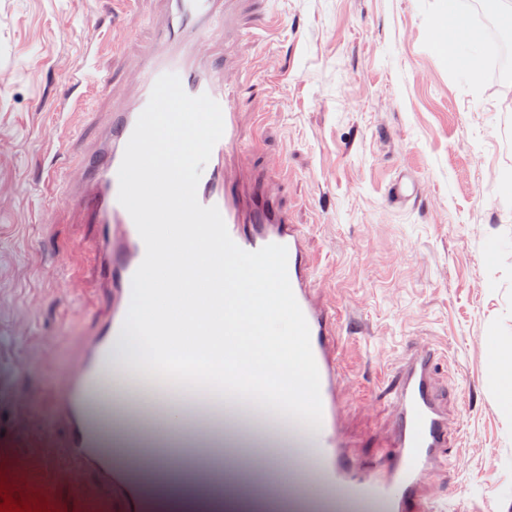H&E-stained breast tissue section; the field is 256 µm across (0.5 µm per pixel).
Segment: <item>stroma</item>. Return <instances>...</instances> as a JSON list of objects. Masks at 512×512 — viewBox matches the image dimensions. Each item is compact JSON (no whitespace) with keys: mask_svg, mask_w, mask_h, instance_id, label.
<instances>
[{"mask_svg":"<svg viewBox=\"0 0 512 512\" xmlns=\"http://www.w3.org/2000/svg\"><path fill=\"white\" fill-rule=\"evenodd\" d=\"M210 37L224 78L251 86L232 157L241 186L263 182L316 261L313 296L336 310L347 380L344 429L378 452L393 408L380 369L412 349L442 357L434 386L449 414L448 453L427 493L463 512H512V415L487 374L512 346V81L489 61L452 68L437 41L439 0H224ZM166 0H0V478L54 459L53 376L86 324L70 311L61 264L82 265L93 233L71 199L78 160L133 96ZM111 70L78 138L63 139L69 79ZM69 177L53 194L47 170ZM419 197L385 198L398 176ZM40 430L18 435L17 411ZM51 512H117L98 487L46 486Z\"/></svg>","mask_w":512,"mask_h":512,"instance_id":"stroma-1","label":"stroma"}]
</instances>
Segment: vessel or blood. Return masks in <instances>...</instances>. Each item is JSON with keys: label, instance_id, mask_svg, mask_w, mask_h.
Returning <instances> with one entry per match:
<instances>
[{"label": "vessel or blood", "instance_id": "1", "mask_svg": "<svg viewBox=\"0 0 512 512\" xmlns=\"http://www.w3.org/2000/svg\"><path fill=\"white\" fill-rule=\"evenodd\" d=\"M168 20L153 50L141 60L133 100L113 112L106 144L78 164L81 192L75 202L84 221L98 234L85 252L95 269L104 309L83 288L78 273L66 287L76 290L83 308L97 309L90 328L60 375L54 397V420L65 430L51 464L54 481L73 490L88 484L105 489L122 512H148L146 488L157 469H132L134 451L164 446L153 437L152 418L143 404L157 406L161 377L134 355L121 327L127 315L132 277L145 255L136 226L118 201V170L137 119L148 104L159 76L177 74L192 96L208 94L221 107L224 133L214 146L197 188L200 204L217 207L233 241L256 251L277 243L288 251L287 273L294 296L308 322L310 344L320 375L322 420L312 426L266 405L248 410L247 399L196 402L185 389L169 412L184 415L183 444L197 449L203 461L190 474L193 512H223L213 488L222 474L224 448H285L288 469L286 503L266 494L267 460L258 457L250 469H233L231 497L244 512H434L425 488L432 480L442 448L448 444V411L433 387L439 349L413 350L396 368L395 418L381 459L354 458L343 434L345 400L341 395L342 358L337 341L338 316L312 296L313 264L303 247L304 230L292 224L287 210L266 194L263 184L243 188L227 174V163L243 140L238 122L242 92L204 61L203 49L218 27L223 0H167ZM109 75L88 67L73 83L102 93Z\"/></svg>", "mask_w": 512, "mask_h": 512}]
</instances>
